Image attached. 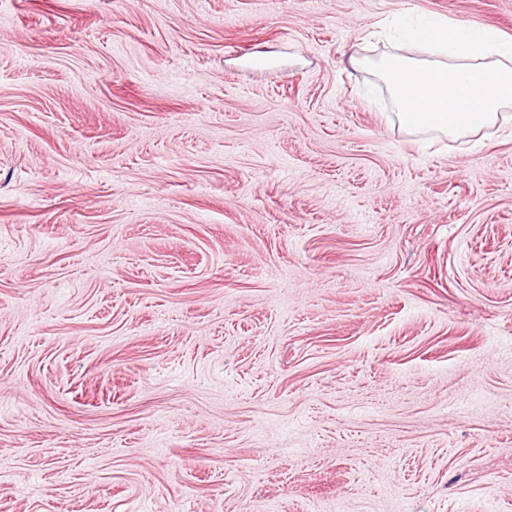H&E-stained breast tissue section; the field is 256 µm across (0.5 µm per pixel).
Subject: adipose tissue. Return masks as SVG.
Returning <instances> with one entry per match:
<instances>
[{"label":"adipose tissue","instance_id":"ef3b65f1","mask_svg":"<svg viewBox=\"0 0 512 512\" xmlns=\"http://www.w3.org/2000/svg\"><path fill=\"white\" fill-rule=\"evenodd\" d=\"M405 37L434 46L438 57L418 60L393 54L378 65L402 125L452 138L491 127L512 108V42L489 26L449 19L429 25L403 23ZM479 111H471V102Z\"/></svg>","mask_w":512,"mask_h":512}]
</instances>
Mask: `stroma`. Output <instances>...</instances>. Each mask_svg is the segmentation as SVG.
Listing matches in <instances>:
<instances>
[{"label":"stroma","instance_id":"stroma-1","mask_svg":"<svg viewBox=\"0 0 512 512\" xmlns=\"http://www.w3.org/2000/svg\"><path fill=\"white\" fill-rule=\"evenodd\" d=\"M408 16L0 0V512H512V117L409 131Z\"/></svg>","mask_w":512,"mask_h":512}]
</instances>
